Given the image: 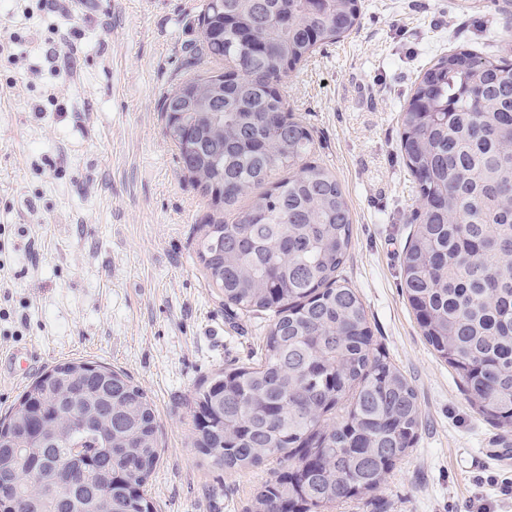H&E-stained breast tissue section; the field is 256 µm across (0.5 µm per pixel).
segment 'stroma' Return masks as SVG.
I'll list each match as a JSON object with an SVG mask.
<instances>
[{
  "label": "stroma",
  "instance_id": "obj_1",
  "mask_svg": "<svg viewBox=\"0 0 512 512\" xmlns=\"http://www.w3.org/2000/svg\"><path fill=\"white\" fill-rule=\"evenodd\" d=\"M204 0H88L48 11L0 0V415L58 362L120 369L150 397L162 456L148 480L158 512H246L270 467L229 474L192 446L193 394L248 362L267 315L228 323L197 242L211 206L184 176L161 104L194 74ZM358 26L283 82L315 157L353 216L341 275L374 335L411 379L423 426L375 501L334 512H512V433L467 402L457 372L426 342L401 261L419 196L398 150L399 115L420 71L464 48L512 60V4L360 0ZM56 56H47L46 38ZM32 352L26 367L6 355Z\"/></svg>",
  "mask_w": 512,
  "mask_h": 512
}]
</instances>
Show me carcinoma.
<instances>
[{"label": "carcinoma", "mask_w": 512, "mask_h": 512, "mask_svg": "<svg viewBox=\"0 0 512 512\" xmlns=\"http://www.w3.org/2000/svg\"><path fill=\"white\" fill-rule=\"evenodd\" d=\"M360 0H204L193 76L162 101L182 170L212 211L198 243L231 319L272 320L256 359L196 390L193 445L228 473L276 459L249 512H329L376 492L412 452L418 393L374 339L340 277L352 245L345 191L307 160L314 138L288 114L285 69L358 25ZM481 91L479 98L469 90ZM399 151L421 212L405 246L407 298L427 343L476 411L512 432V63L455 50L415 84ZM265 190L224 221V211ZM78 449L85 488L56 484ZM160 458L153 403L122 371L54 365L0 422V512H154L144 487Z\"/></svg>", "instance_id": "obj_1"}]
</instances>
